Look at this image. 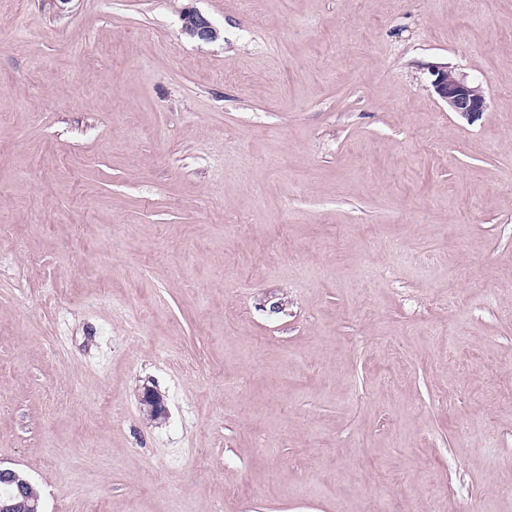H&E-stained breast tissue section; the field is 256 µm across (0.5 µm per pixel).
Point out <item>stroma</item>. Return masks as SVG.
Returning a JSON list of instances; mask_svg holds the SVG:
<instances>
[{
	"mask_svg": "<svg viewBox=\"0 0 512 512\" xmlns=\"http://www.w3.org/2000/svg\"><path fill=\"white\" fill-rule=\"evenodd\" d=\"M0 466L43 512H512V0H0ZM181 31L193 39L213 42L220 37V31L197 10L189 9L181 15ZM434 92L445 102L450 112L462 117H472L485 112L487 101L479 85L468 83L454 70L447 67L438 68L433 72Z\"/></svg>",
	"mask_w": 512,
	"mask_h": 512,
	"instance_id": "35a3bbf8",
	"label": "stroma"
}]
</instances>
